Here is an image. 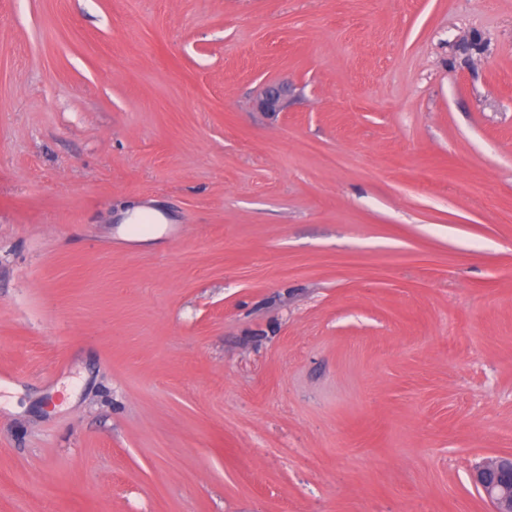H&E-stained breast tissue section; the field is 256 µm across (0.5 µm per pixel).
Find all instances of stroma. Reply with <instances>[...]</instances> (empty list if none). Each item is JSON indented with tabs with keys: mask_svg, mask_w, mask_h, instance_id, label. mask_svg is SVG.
<instances>
[{
	"mask_svg": "<svg viewBox=\"0 0 512 512\" xmlns=\"http://www.w3.org/2000/svg\"><path fill=\"white\" fill-rule=\"evenodd\" d=\"M508 453L512 0H0V512H492ZM289 93L287 81L269 82L258 93L255 106L260 112H280L287 106ZM472 479L494 512H512V455L484 459L475 468Z\"/></svg>",
	"mask_w": 512,
	"mask_h": 512,
	"instance_id": "obj_1",
	"label": "stroma"
}]
</instances>
